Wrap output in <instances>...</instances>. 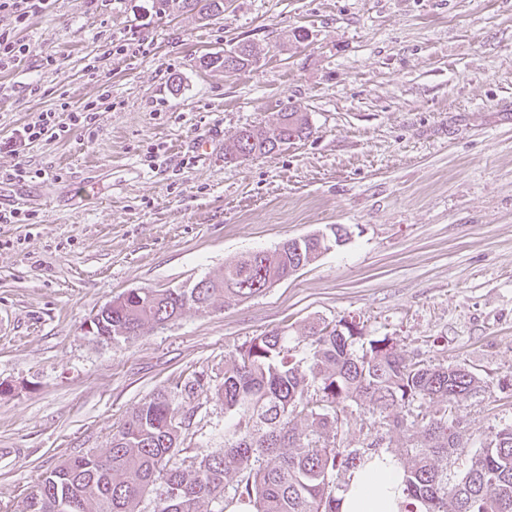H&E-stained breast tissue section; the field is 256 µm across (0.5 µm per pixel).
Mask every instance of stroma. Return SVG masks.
Wrapping results in <instances>:
<instances>
[{"instance_id":"stroma-1","label":"stroma","mask_w":512,"mask_h":512,"mask_svg":"<svg viewBox=\"0 0 512 512\" xmlns=\"http://www.w3.org/2000/svg\"><path fill=\"white\" fill-rule=\"evenodd\" d=\"M0 29L30 47L0 69V211L31 216L0 223V512L161 390L191 418L175 465L200 461L224 404L180 383L219 384L239 345L278 327L305 357L316 318L476 373L467 453L512 425V0H224L210 18L183 0H47ZM140 40L147 53L112 51ZM241 41L252 67L200 66ZM93 100L92 129L4 148L40 112ZM286 102L307 138L225 162ZM332 224L344 242L258 296L119 345L87 331L125 291L187 286Z\"/></svg>"}]
</instances>
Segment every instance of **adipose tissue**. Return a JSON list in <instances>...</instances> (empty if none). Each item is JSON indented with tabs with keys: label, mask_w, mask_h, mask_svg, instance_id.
Masks as SVG:
<instances>
[{
	"label": "adipose tissue",
	"mask_w": 512,
	"mask_h": 512,
	"mask_svg": "<svg viewBox=\"0 0 512 512\" xmlns=\"http://www.w3.org/2000/svg\"><path fill=\"white\" fill-rule=\"evenodd\" d=\"M340 498V512H401L403 470L393 455L380 453L352 472Z\"/></svg>",
	"instance_id": "1"
}]
</instances>
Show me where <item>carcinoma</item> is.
I'll use <instances>...</instances> for the list:
<instances>
[{"label":"carcinoma","instance_id":"carcinoma-1","mask_svg":"<svg viewBox=\"0 0 512 512\" xmlns=\"http://www.w3.org/2000/svg\"><path fill=\"white\" fill-rule=\"evenodd\" d=\"M185 3L206 17L224 12V0ZM257 58L256 46L239 43L199 63L235 73ZM309 133L307 113L288 103L273 121L240 130L228 154H270ZM345 235L334 224L272 251L246 253L203 277L208 287L195 299L181 288H152L137 298L128 290L98 311L93 335L117 344L188 310L247 300L313 263ZM308 339L300 361L288 347V328L264 332L237 349L221 383L212 386L200 374L184 385L189 397L214 390L230 419L224 447L197 464L170 465L186 425L170 396L158 392L126 416L110 447L44 472L14 512H140L149 493L157 512H224L236 503L252 512H339L349 476L386 448L394 430L408 434L404 455L395 456L406 485L403 512H512V425L486 438L461 476L448 479V461L465 448L457 410L482 388L472 371L402 354L392 337L367 336L352 319L318 320ZM357 413L378 419L381 431L359 448H342L341 429Z\"/></svg>","mask_w":512,"mask_h":512}]
</instances>
